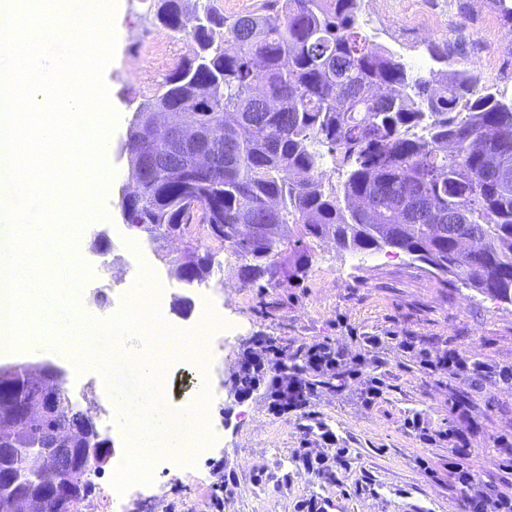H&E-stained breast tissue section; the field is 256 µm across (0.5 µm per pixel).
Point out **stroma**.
I'll list each match as a JSON object with an SVG mask.
<instances>
[{"instance_id": "stroma-1", "label": "stroma", "mask_w": 512, "mask_h": 512, "mask_svg": "<svg viewBox=\"0 0 512 512\" xmlns=\"http://www.w3.org/2000/svg\"><path fill=\"white\" fill-rule=\"evenodd\" d=\"M359 21L370 40L412 67H429V46H444L449 68L473 71L482 86L512 99V34L496 0H362ZM113 28L115 53L103 73L119 114L105 152L114 171L106 200L109 218L88 223L77 238L76 251L92 271L75 287L80 307L98 319L116 316L146 266L167 290L164 311L170 320L192 322L179 302L204 292L242 325L205 368L204 415L208 426L218 428L219 440L190 466L157 459L151 483L124 492L123 512H214L213 470L219 463L224 466V512H301L309 500L326 512H463V495L448 470L455 456L451 444L422 443L405 426L417 413L430 432L460 428L452 411L460 399L468 401L471 414V446L463 464L477 486L490 485L512 497V385L495 377L475 383L467 375L434 372L421 364L422 356L435 359L454 349L472 361L512 368V304L425 270L401 251L388 248L363 256L331 240L314 243L310 264L296 276L283 270L273 279L243 285L240 260L226 258L224 244L213 239L207 247L221 270L205 290L170 276L166 257L181 248V241L159 248L121 218L122 194L132 187L122 144L138 106L193 50L188 34L173 33L157 20L151 0H118ZM100 232L114 248L108 271L92 249ZM262 336L292 351L329 343L350 355H365L367 371L384 382L383 395L368 406L361 381L340 393L320 387L306 411L282 416L272 413L261 393L237 399L239 362L246 352H260ZM367 336L382 339L369 354L363 346ZM410 336L416 340L412 352L401 345ZM106 352L99 346L81 373L66 352L45 346L23 344L0 355L2 366L50 362L61 368L76 404L94 407L99 430L112 441L113 459L92 474V493L78 512H113L112 473L129 447L100 385L97 365ZM324 431L331 441L321 439ZM301 447L308 459L299 458ZM340 448L348 451V466L335 478L309 469L308 460Z\"/></svg>"}]
</instances>
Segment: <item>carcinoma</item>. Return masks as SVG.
<instances>
[{
	"label": "carcinoma",
	"mask_w": 512,
	"mask_h": 512,
	"mask_svg": "<svg viewBox=\"0 0 512 512\" xmlns=\"http://www.w3.org/2000/svg\"><path fill=\"white\" fill-rule=\"evenodd\" d=\"M361 0H259L227 18L211 0H156L176 33L192 15L196 52L133 115L123 145L142 181L141 201H121L126 223L161 242L206 224L207 236L242 261L252 285L277 272L288 251L295 271L313 243L370 255L400 250L439 275L512 303V101L477 75L440 65L412 71L374 44L358 23ZM162 111L213 122L212 162L190 180L153 159L163 146L140 122ZM342 172L326 184V164ZM190 287L215 275L199 239L169 261ZM43 407L30 417L26 408ZM84 410L19 370L0 379V448H21L13 467L24 486L50 487L42 512H75L91 492L90 469L29 466L28 449L53 440L83 444Z\"/></svg>",
	"instance_id": "carcinoma-1"
}]
</instances>
